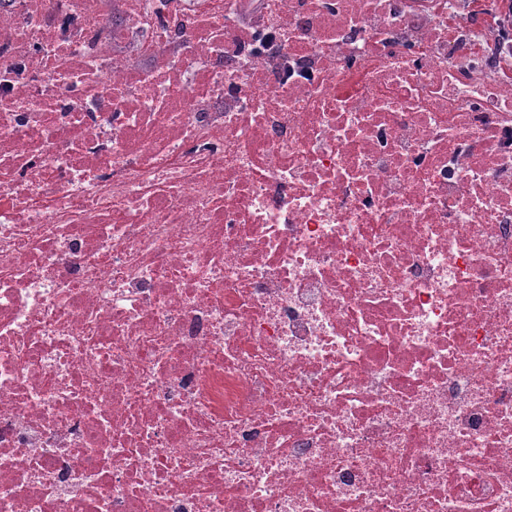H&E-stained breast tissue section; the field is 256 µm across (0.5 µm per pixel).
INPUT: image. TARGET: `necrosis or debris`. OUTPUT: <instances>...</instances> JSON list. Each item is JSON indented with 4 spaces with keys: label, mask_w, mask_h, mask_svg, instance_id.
I'll return each instance as SVG.
<instances>
[{
    "label": "necrosis or debris",
    "mask_w": 512,
    "mask_h": 512,
    "mask_svg": "<svg viewBox=\"0 0 512 512\" xmlns=\"http://www.w3.org/2000/svg\"><path fill=\"white\" fill-rule=\"evenodd\" d=\"M506 0H0V512H512Z\"/></svg>",
    "instance_id": "4bbe7bcc"
}]
</instances>
